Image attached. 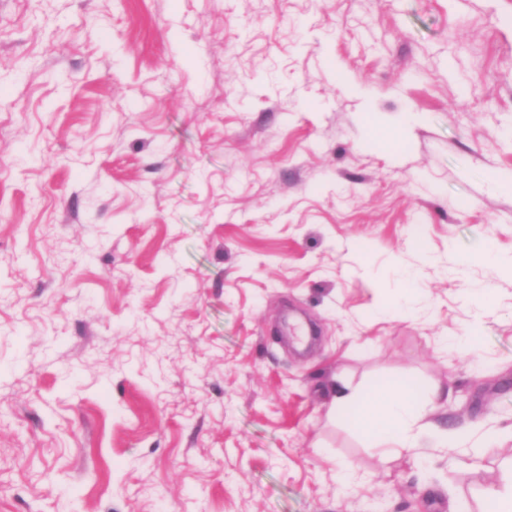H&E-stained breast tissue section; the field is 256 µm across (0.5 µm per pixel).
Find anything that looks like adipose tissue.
<instances>
[{
  "label": "adipose tissue",
  "instance_id": "1",
  "mask_svg": "<svg viewBox=\"0 0 512 512\" xmlns=\"http://www.w3.org/2000/svg\"><path fill=\"white\" fill-rule=\"evenodd\" d=\"M447 397V391L436 384L428 388L426 400L421 403L407 385L398 381H385L367 390L340 381L334 397L335 415L385 454L451 444L474 456L488 442L498 439L495 431L477 429L451 436L439 423H420L421 405L437 409Z\"/></svg>",
  "mask_w": 512,
  "mask_h": 512
}]
</instances>
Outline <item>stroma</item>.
<instances>
[{
	"label": "stroma",
	"mask_w": 512,
	"mask_h": 512,
	"mask_svg": "<svg viewBox=\"0 0 512 512\" xmlns=\"http://www.w3.org/2000/svg\"><path fill=\"white\" fill-rule=\"evenodd\" d=\"M488 243L512 0H0V512H495L512 439L385 460L328 388L511 426Z\"/></svg>",
	"instance_id": "1"
}]
</instances>
